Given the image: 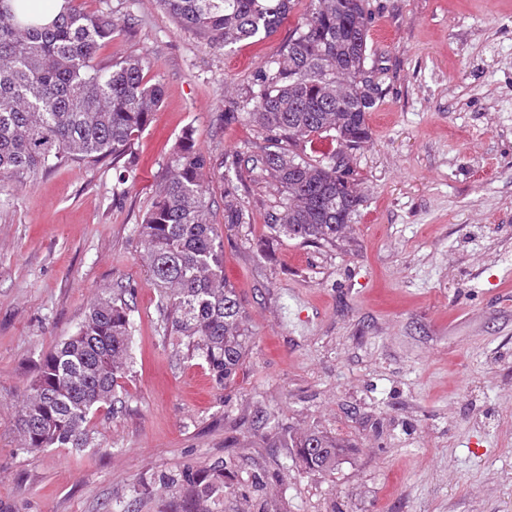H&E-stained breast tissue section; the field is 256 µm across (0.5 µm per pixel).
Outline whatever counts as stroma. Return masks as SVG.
Returning a JSON list of instances; mask_svg holds the SVG:
<instances>
[{"instance_id": "obj_1", "label": "stroma", "mask_w": 512, "mask_h": 512, "mask_svg": "<svg viewBox=\"0 0 512 512\" xmlns=\"http://www.w3.org/2000/svg\"><path fill=\"white\" fill-rule=\"evenodd\" d=\"M308 5L225 50L158 0H82L126 23L98 60L149 57L164 98L128 181L107 158L0 195V512H189L167 478L217 461L229 487L208 512H512V0H367L381 98L352 157L355 233L271 241L277 191L225 170L214 220L252 349L224 389L160 328L138 228L169 154L189 126L214 161L257 154L224 101ZM227 180L252 215L232 230ZM117 282L136 324L123 408L91 415L88 447L27 450L19 405L38 365ZM311 427L354 446L336 471L305 472L289 448Z\"/></svg>"}]
</instances>
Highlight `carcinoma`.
Here are the masks:
<instances>
[{
    "instance_id": "obj_1",
    "label": "carcinoma",
    "mask_w": 512,
    "mask_h": 512,
    "mask_svg": "<svg viewBox=\"0 0 512 512\" xmlns=\"http://www.w3.org/2000/svg\"><path fill=\"white\" fill-rule=\"evenodd\" d=\"M6 2L0 10V192L54 168L108 156L116 166L131 156L163 100V86L146 80L151 62L126 56L95 63L118 24L108 14L86 12L81 0H64L48 22L39 18L38 0ZM159 2L181 27L224 49L272 34L294 7V0ZM365 20V0H310L279 53L225 102L224 122L254 127L264 143L260 154L238 153L230 166L276 187L281 202L266 217L273 240L332 247L353 231L363 196L351 168L336 166L334 153H307V145L326 134L353 152L371 139L368 116L378 97L365 79ZM215 178L224 173L193 129H185L140 224L139 247L159 293L164 335L177 337L186 356L226 388L243 367L252 335L224 277L210 192ZM248 223L236 189L225 190L224 224ZM135 331L123 291L101 293L77 333L41 361L23 395L20 413L30 417L20 420L26 447L90 444V414L120 402L118 381L129 371ZM289 445L311 472L335 471L350 451L318 429L289 437ZM226 478V466L217 463L186 471L182 482L200 503L224 493Z\"/></svg>"
}]
</instances>
